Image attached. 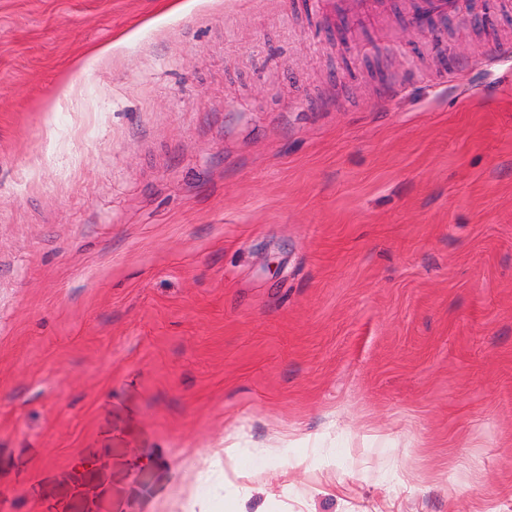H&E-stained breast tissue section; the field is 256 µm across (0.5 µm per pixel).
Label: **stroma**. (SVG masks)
Returning a JSON list of instances; mask_svg holds the SVG:
<instances>
[{"label": "stroma", "instance_id": "35a3bbf8", "mask_svg": "<svg viewBox=\"0 0 512 512\" xmlns=\"http://www.w3.org/2000/svg\"><path fill=\"white\" fill-rule=\"evenodd\" d=\"M485 4L0 0V512H507ZM378 0H322L326 10L341 12L352 20H371L378 14ZM414 15L430 19L445 18L454 14L457 5V17L462 22L478 21L479 0H414Z\"/></svg>", "mask_w": 512, "mask_h": 512}]
</instances>
